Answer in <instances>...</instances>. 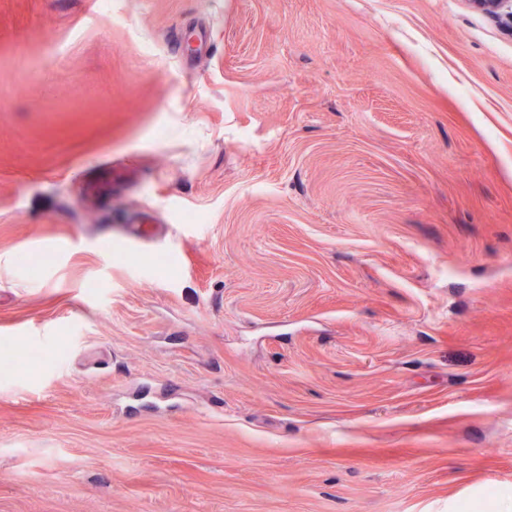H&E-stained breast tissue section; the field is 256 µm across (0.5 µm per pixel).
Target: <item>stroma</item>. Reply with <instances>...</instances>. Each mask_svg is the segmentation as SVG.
<instances>
[{
  "mask_svg": "<svg viewBox=\"0 0 512 512\" xmlns=\"http://www.w3.org/2000/svg\"><path fill=\"white\" fill-rule=\"evenodd\" d=\"M0 512H512V33L0 0Z\"/></svg>",
  "mask_w": 512,
  "mask_h": 512,
  "instance_id": "35a3bbf8",
  "label": "stroma"
}]
</instances>
